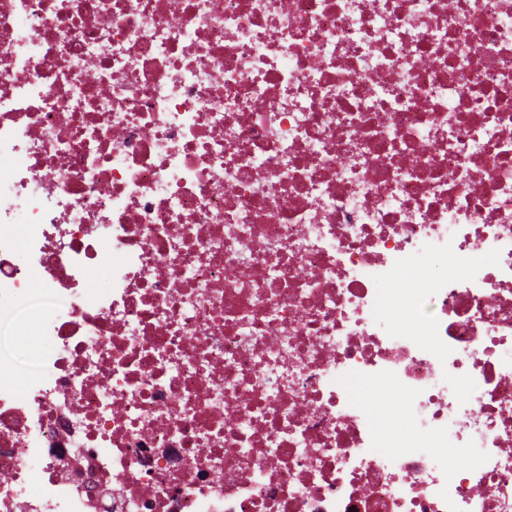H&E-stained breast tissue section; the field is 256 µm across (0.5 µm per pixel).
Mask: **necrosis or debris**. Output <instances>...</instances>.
<instances>
[{
  "mask_svg": "<svg viewBox=\"0 0 512 512\" xmlns=\"http://www.w3.org/2000/svg\"><path fill=\"white\" fill-rule=\"evenodd\" d=\"M34 287L0 512H512V0H0ZM413 273L427 281L436 277L447 276L448 257L429 256L418 260L414 265ZM360 395L369 411L377 417L384 415L390 409L391 400L397 401L391 411L403 408L406 403L405 399L395 393L392 384L385 379H374L362 383Z\"/></svg>",
  "mask_w": 512,
  "mask_h": 512,
  "instance_id": "necrosis-or-debris-1",
  "label": "necrosis or debris"
}]
</instances>
